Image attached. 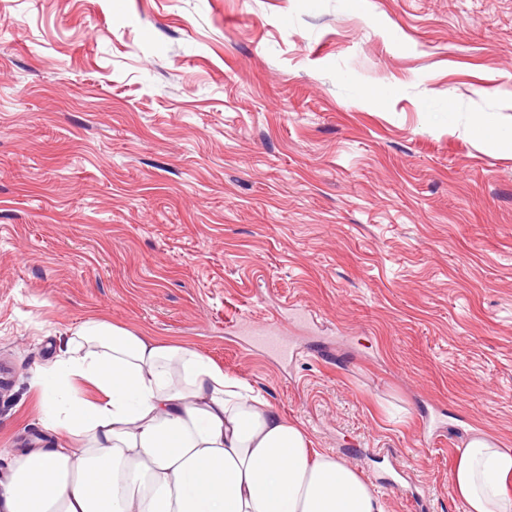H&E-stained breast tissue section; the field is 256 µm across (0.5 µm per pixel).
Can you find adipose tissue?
I'll use <instances>...</instances> for the list:
<instances>
[{
  "label": "adipose tissue",
  "instance_id": "adipose-tissue-1",
  "mask_svg": "<svg viewBox=\"0 0 512 512\" xmlns=\"http://www.w3.org/2000/svg\"><path fill=\"white\" fill-rule=\"evenodd\" d=\"M48 447L14 458L0 512H388L355 468L190 347L98 319L39 367ZM512 448H461L463 512H512Z\"/></svg>",
  "mask_w": 512,
  "mask_h": 512
}]
</instances>
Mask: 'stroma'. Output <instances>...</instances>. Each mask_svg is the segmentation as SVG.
<instances>
[{
    "mask_svg": "<svg viewBox=\"0 0 512 512\" xmlns=\"http://www.w3.org/2000/svg\"><path fill=\"white\" fill-rule=\"evenodd\" d=\"M274 315L291 355L227 327ZM99 318L242 378L390 512H463L458 448H512V0H0L1 474Z\"/></svg>",
    "mask_w": 512,
    "mask_h": 512,
    "instance_id": "obj_1",
    "label": "stroma"
}]
</instances>
